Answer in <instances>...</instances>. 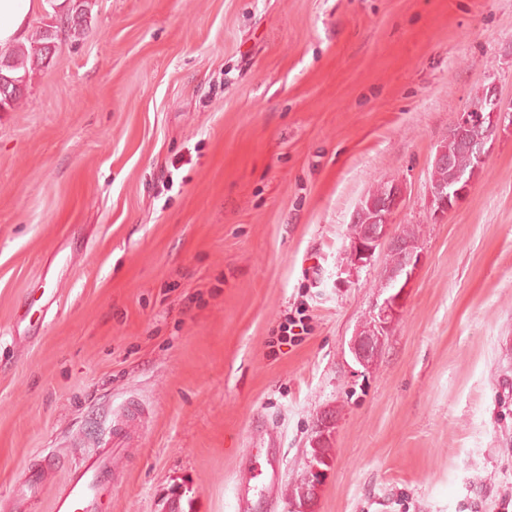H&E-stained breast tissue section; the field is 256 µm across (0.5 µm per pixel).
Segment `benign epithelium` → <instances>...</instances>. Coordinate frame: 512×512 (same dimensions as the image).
Wrapping results in <instances>:
<instances>
[{
  "label": "benign epithelium",
  "mask_w": 512,
  "mask_h": 512,
  "mask_svg": "<svg viewBox=\"0 0 512 512\" xmlns=\"http://www.w3.org/2000/svg\"><path fill=\"white\" fill-rule=\"evenodd\" d=\"M487 100L490 108L489 112L485 114L461 112L452 125V129L458 131L462 136L470 131L476 132V136L466 140V143L475 147L478 166L474 168L472 175L456 189L454 198H449L446 191L431 190V201L435 203L433 212L435 218L453 209L468 194L480 168L483 167L488 158V143L500 122L503 109L495 88L488 89ZM401 200V189L393 183L391 184V196L385 203L377 206L372 201L368 202L370 209L376 212V219L379 220V223L366 225L365 230L350 243V254L355 266H363L371 262L375 252L385 243L388 244V248L400 251L403 256L401 266L386 268L384 286L389 288V293L377 307V311L373 313L370 321L355 333L350 342V350L354 359L363 366L370 364L379 351L390 324L399 313L404 294L410 286L413 274L422 259L418 243L405 242L400 238V235L393 232V217L400 207ZM321 472H323V469L316 464L314 458L308 457V486L300 506V509L304 512L316 495L318 480L314 479V475Z\"/></svg>",
  "instance_id": "benign-epithelium-1"
}]
</instances>
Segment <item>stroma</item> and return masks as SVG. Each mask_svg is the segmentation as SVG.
<instances>
[{"label":"stroma","instance_id":"1","mask_svg":"<svg viewBox=\"0 0 512 512\" xmlns=\"http://www.w3.org/2000/svg\"><path fill=\"white\" fill-rule=\"evenodd\" d=\"M0 112V512H26L126 407L112 512H494L512 498V0H84ZM472 189L429 171L487 87ZM422 263L366 366L385 291L351 221L384 182ZM303 332L280 342L282 325ZM487 100L490 112H485V99L478 97L471 105V112H459L455 123L452 125V130H456L460 135L465 136L470 131H475L476 136L473 140L470 137L466 140L468 146L475 147L478 166L474 168L477 163L474 152H470L464 145L463 137L458 134L448 135L446 140L437 150L433 164H445L450 161V167L446 165H432L430 172V186L432 188L445 186L448 191H436L431 189V202L435 203L433 217L435 219L442 214L447 213L449 210L457 206L460 201L468 194L472 188L475 178L483 167L489 155L488 143L491 141L492 136L500 122L503 109L501 107L500 98L496 89L489 87L487 91ZM473 112H485L480 114H472ZM485 114V116L483 115ZM474 169V171H473ZM473 171V173H472ZM466 180L461 182L455 180L457 175L462 178L467 177ZM461 185V186H460ZM460 186V187H459ZM459 187V188H458ZM453 201L448 197L455 191ZM54 465V460L46 456L39 469L30 470L24 476L17 490V498L20 505H23L38 494L44 482L45 473L49 472Z\"/></svg>","mask_w":512,"mask_h":512}]
</instances>
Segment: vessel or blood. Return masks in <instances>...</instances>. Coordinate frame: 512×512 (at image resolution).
I'll use <instances>...</instances> for the list:
<instances>
[{
	"mask_svg": "<svg viewBox=\"0 0 512 512\" xmlns=\"http://www.w3.org/2000/svg\"><path fill=\"white\" fill-rule=\"evenodd\" d=\"M126 439L124 424H115L107 442L71 467L54 497L52 512H106L102 492L112 482V456L117 449L125 447ZM54 465L52 458H44L39 469L24 476L17 490L19 503H26L38 494L46 472Z\"/></svg>",
	"mask_w": 512,
	"mask_h": 512,
	"instance_id": "vessel-or-blood-1",
	"label": "vessel or blood"
}]
</instances>
